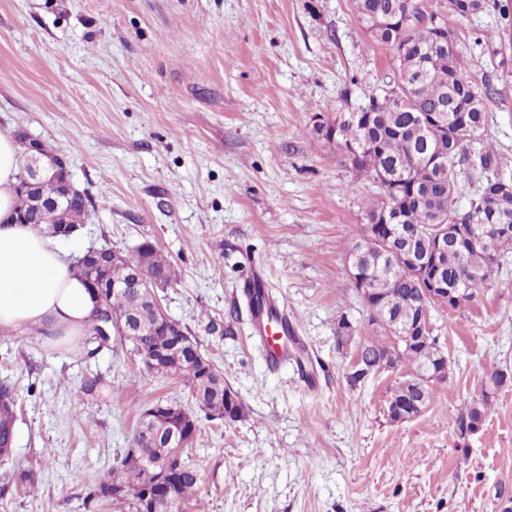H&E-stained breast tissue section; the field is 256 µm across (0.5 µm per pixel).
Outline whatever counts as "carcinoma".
Here are the masks:
<instances>
[{
  "mask_svg": "<svg viewBox=\"0 0 512 512\" xmlns=\"http://www.w3.org/2000/svg\"><path fill=\"white\" fill-rule=\"evenodd\" d=\"M360 18L373 39L396 50L394 76L405 86L386 83L366 97V102L341 115L338 145L345 154L354 151L365 159L354 170L378 184L382 198L366 212L368 224L375 223L384 209L394 205L401 219L386 224L383 234L398 235L406 231L417 235L415 247L428 244L433 228L439 224H500L488 236L475 242L448 245V255L441 261L442 272L450 289H459L448 308L458 310L477 299L487 289L499 270L498 261L512 253V180L504 175L507 162L485 146L477 149L487 122L486 100L492 96L489 83L477 82L466 75L464 54L453 28L447 26L448 51L438 46L439 12L427 9L425 0H356ZM489 9L512 22V0H447L446 10L460 18L477 16ZM468 171V180L476 181L475 197L469 208L460 211L454 204L458 178ZM350 256L361 275L379 288L364 302L372 319L386 325H405L412 313L411 304L421 288L417 279L397 268L396 258L373 251L366 240L353 246ZM149 273L172 286L178 274L174 264L158 249L148 254ZM137 307L130 294L105 292V309L115 317L128 314ZM160 333L132 342L142 355H149L154 344L176 340ZM86 343H93L94 354L107 347L109 340L100 335L98 323L87 329ZM371 373L380 369L406 368L408 374L396 383L389 396L387 412L399 420L396 410L405 397L404 382L427 375L432 383L450 382V364L437 347V337L428 344L410 336L402 341L397 334L384 333L382 339H371L357 350ZM179 375L189 387L197 408L210 417L219 411L216 397L225 394L224 376L218 369L204 380L196 372L180 371L165 363L147 366V374ZM512 384V370L507 374L494 368L486 373L481 399L465 406L456 420L461 436L482 422L492 406L490 396ZM17 394L13 385L0 382V458L12 454ZM153 461L165 456L163 448H141L138 440L124 450L120 462L97 483L87 487L86 501L93 503L112 498L121 490L132 497V512H172L173 501L190 504L195 512H205L199 497L201 463L185 451L169 466L164 482L170 492L153 494L144 499L138 490L140 473L130 461L133 449Z\"/></svg>",
  "mask_w": 512,
  "mask_h": 512,
  "instance_id": "carcinoma-1",
  "label": "carcinoma"
}]
</instances>
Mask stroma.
<instances>
[{
  "instance_id": "stroma-1",
  "label": "stroma",
  "mask_w": 512,
  "mask_h": 512,
  "mask_svg": "<svg viewBox=\"0 0 512 512\" xmlns=\"http://www.w3.org/2000/svg\"><path fill=\"white\" fill-rule=\"evenodd\" d=\"M469 74L497 88L485 143L512 160V25L486 12L449 18ZM394 71L355 0H0V132H24L69 164L94 206L69 258L152 242L178 269L160 291L245 407L200 418L206 512H504L512 503V386L477 434L456 417L485 371L512 367V257L486 293L457 311L435 304L431 329L451 385L417 416L386 404L398 372L351 385L358 347L379 336L350 279L378 187L316 133ZM261 269L316 374L270 368L251 334L243 285ZM355 327L336 342V325ZM97 389L80 394L84 380ZM0 380L17 393L13 454L0 460V512H130L85 495L129 447L142 411L193 408L183 381L146 375L113 336L79 342L0 333Z\"/></svg>"
}]
</instances>
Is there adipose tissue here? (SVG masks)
<instances>
[{"label":"adipose tissue","instance_id":"adipose-tissue-1","mask_svg":"<svg viewBox=\"0 0 512 512\" xmlns=\"http://www.w3.org/2000/svg\"><path fill=\"white\" fill-rule=\"evenodd\" d=\"M16 176L15 142L0 133V329L38 326L56 336L82 335L96 297L48 237L15 222Z\"/></svg>","mask_w":512,"mask_h":512}]
</instances>
